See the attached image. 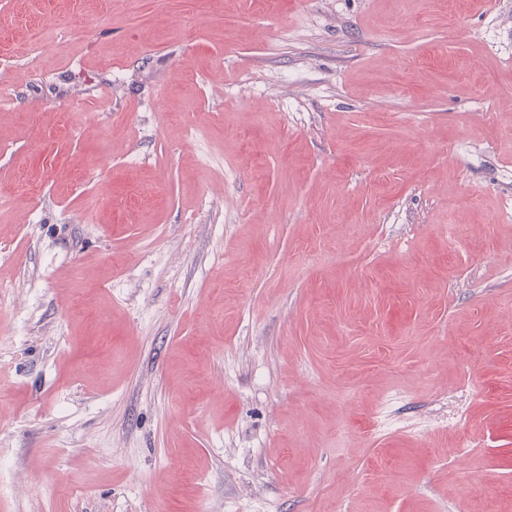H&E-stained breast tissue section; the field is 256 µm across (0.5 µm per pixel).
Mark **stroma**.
I'll use <instances>...</instances> for the list:
<instances>
[{
  "instance_id": "35a3bbf8",
  "label": "stroma",
  "mask_w": 512,
  "mask_h": 512,
  "mask_svg": "<svg viewBox=\"0 0 512 512\" xmlns=\"http://www.w3.org/2000/svg\"><path fill=\"white\" fill-rule=\"evenodd\" d=\"M1 13L0 512H512V0Z\"/></svg>"
}]
</instances>
